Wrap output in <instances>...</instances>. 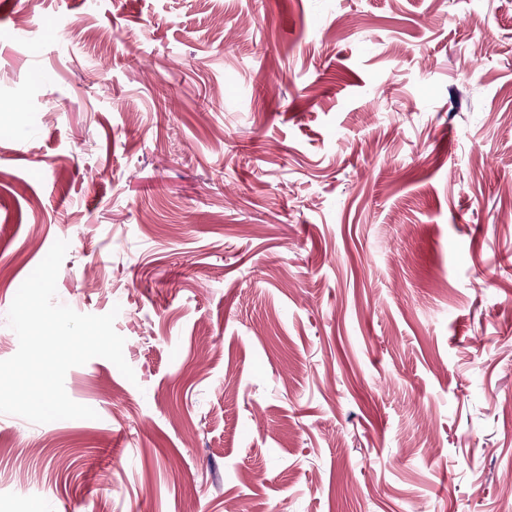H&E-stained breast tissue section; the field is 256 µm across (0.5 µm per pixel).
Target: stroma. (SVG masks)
Masks as SVG:
<instances>
[{
  "mask_svg": "<svg viewBox=\"0 0 512 512\" xmlns=\"http://www.w3.org/2000/svg\"><path fill=\"white\" fill-rule=\"evenodd\" d=\"M59 239L0 512H504L512 0H0V360Z\"/></svg>",
  "mask_w": 512,
  "mask_h": 512,
  "instance_id": "obj_1",
  "label": "stroma"
}]
</instances>
